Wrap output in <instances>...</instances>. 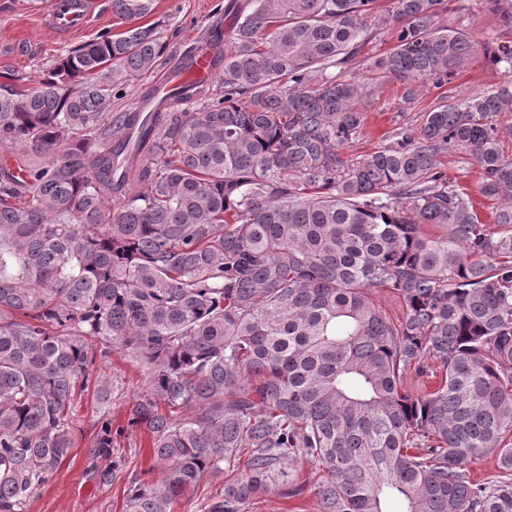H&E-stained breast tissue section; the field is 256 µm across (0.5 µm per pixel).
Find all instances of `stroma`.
Instances as JSON below:
<instances>
[{
  "label": "stroma",
  "instance_id": "1",
  "mask_svg": "<svg viewBox=\"0 0 512 512\" xmlns=\"http://www.w3.org/2000/svg\"><path fill=\"white\" fill-rule=\"evenodd\" d=\"M91 3L88 23L62 34L50 24L44 0H0V83L19 90L30 89L47 73L60 51L84 44L106 30L122 31L120 20L112 12V0H91ZM223 6L224 0H153V10L143 22L161 28L167 51L153 70L133 83L113 89V112L131 111L155 78L175 66L181 55L206 40ZM439 19L450 25L475 21L480 40L486 42L499 34L497 19L485 8L483 0H444ZM504 82L501 70L479 55L465 65L456 79L439 86L427 85L421 97L411 104L402 101L399 82L379 83L363 105L364 124L358 137L348 145L346 154L355 158L395 145L400 132L415 127L420 115L433 105L465 93L496 89ZM438 168L447 175L450 185L470 198L482 221L492 224L495 204L480 195L481 173L471 156L457 151L443 153ZM98 372L112 384L108 409L113 428L120 431L112 450L115 469L112 483L100 486L85 474L96 418L93 400L86 396L77 406L78 429L68 458L53 480L33 494L25 512H124L134 480L150 469L147 435L125 429L132 400L147 387L143 369L116 351L109 361L99 364Z\"/></svg>",
  "mask_w": 512,
  "mask_h": 512
}]
</instances>
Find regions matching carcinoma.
<instances>
[{
  "instance_id": "carcinoma-1",
  "label": "carcinoma",
  "mask_w": 512,
  "mask_h": 512,
  "mask_svg": "<svg viewBox=\"0 0 512 512\" xmlns=\"http://www.w3.org/2000/svg\"><path fill=\"white\" fill-rule=\"evenodd\" d=\"M512 31V0H487ZM226 0L211 29L218 83L174 88L112 115V87L167 49L128 24L56 58L27 91L0 86V512H24L73 447L75 400L94 385L91 459L112 458L108 379L121 349L147 391L127 429L149 436L158 480L125 512H171L225 471L200 512H247L316 463L317 512H512V159L499 118L512 85L423 113L397 147L354 160L367 90L331 69L365 37L395 43L367 66L414 102L482 43L436 22L442 0ZM490 59L512 77V40ZM459 150L498 202L489 230L436 158ZM406 306L394 323L371 299ZM438 384L411 394L405 373ZM493 456L501 475L467 464Z\"/></svg>"
}]
</instances>
